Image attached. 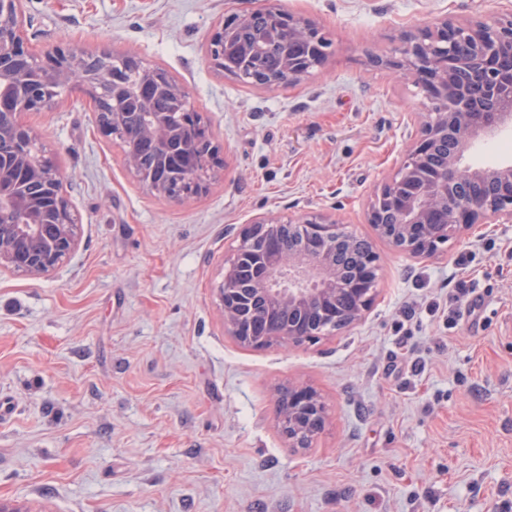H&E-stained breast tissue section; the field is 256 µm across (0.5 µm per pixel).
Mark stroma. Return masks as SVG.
I'll return each instance as SVG.
<instances>
[{
  "instance_id": "1",
  "label": "stroma",
  "mask_w": 512,
  "mask_h": 512,
  "mask_svg": "<svg viewBox=\"0 0 512 512\" xmlns=\"http://www.w3.org/2000/svg\"><path fill=\"white\" fill-rule=\"evenodd\" d=\"M330 40L325 66L262 89L205 58L228 12L267 0H24L36 54H131L168 71L210 120L226 171L179 202L151 193L64 90L25 112L61 175L73 255L35 277L0 271V500L25 512H512V224L429 258L365 221L405 156L423 97L375 66L404 32L484 20L512 0H281ZM466 164H512V132ZM322 211L382 257L363 321L261 350L224 328L218 287L239 232ZM470 289L472 315L453 296ZM306 382L328 420L292 447L275 389Z\"/></svg>"
}]
</instances>
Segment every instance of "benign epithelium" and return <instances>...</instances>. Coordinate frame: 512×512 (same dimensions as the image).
Here are the masks:
<instances>
[{"label": "benign epithelium", "mask_w": 512, "mask_h": 512, "mask_svg": "<svg viewBox=\"0 0 512 512\" xmlns=\"http://www.w3.org/2000/svg\"><path fill=\"white\" fill-rule=\"evenodd\" d=\"M265 11L275 16L286 39L310 43L312 56L304 65L290 56L284 57L282 73L262 83V87L299 84L324 64L320 44L327 39L315 23L277 3L270 4ZM247 19L246 14H226L209 33L207 59L217 71L227 73L225 37ZM458 40L468 43L469 54L465 57L455 51ZM503 55L512 56V10L475 22L444 17L431 26L404 34L391 57L372 60L396 77L412 80L424 94V108L415 113L406 156L373 192L365 212L366 223L387 239L395 251L421 259L434 254L438 245L451 237H461L478 224H512V166L473 168L462 164L464 154L476 142L512 127V93L507 96L500 93L506 86L512 89V75L507 77L498 68L497 58ZM98 59L104 61V66L92 71L84 53L72 46H56L41 56L33 54L24 31L22 0H0V87L14 91L15 114L47 112L61 91L72 87L84 90L93 102L100 133L112 137L126 164L152 193L169 196L165 186L139 173L129 141L113 131L122 112L125 86L115 83L114 56L103 52ZM450 64L482 73L480 96L475 97L464 89L448 96ZM123 65L155 79L157 92L184 102L181 123L183 132L194 135L190 148L208 146L188 173L194 194L204 192L208 175L216 172L221 160L219 150L209 144L207 122L192 105L188 92L165 79L159 69L148 67L134 57L123 58ZM139 106L146 116L141 131L154 137L164 151H169L174 133L155 118L149 100H139ZM444 138L456 141V147L448 154L445 177L424 170L434 143ZM16 171L42 179L56 200L53 233L44 236L41 248L34 252L27 250V240L42 232L44 208L30 201L28 181L13 177ZM60 182L57 171L42 166L25 149L12 156H0V271L20 266L33 276L48 275L75 251L77 227L72 224ZM388 213L396 216L395 231L390 236L385 233L384 224ZM283 224H301L307 228L306 250L253 249L257 239L273 237L277 227ZM343 233L341 222L317 211L287 217L266 214L245 225L218 288L224 326L230 336L241 345L260 349L276 341L293 344L315 341L360 323L377 296L379 256L372 255L368 267L350 281L341 282L329 263L327 249ZM240 267L256 277L257 290L270 305L302 313L317 307L323 326L318 329L298 324L286 329L276 327L269 337L259 340L247 335L242 314L247 299L236 296L233 288L234 272ZM284 277L288 278V287H275ZM276 411L278 427L295 447L301 446L303 436L312 434L327 420L321 393L306 383L289 385L286 399L283 390L276 391Z\"/></svg>", "instance_id": "benign-epithelium-1"}]
</instances>
